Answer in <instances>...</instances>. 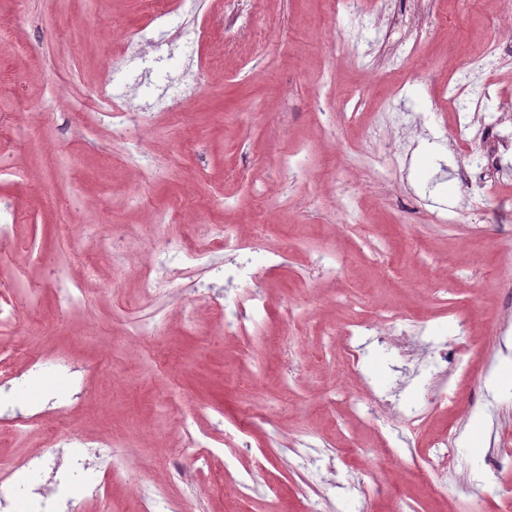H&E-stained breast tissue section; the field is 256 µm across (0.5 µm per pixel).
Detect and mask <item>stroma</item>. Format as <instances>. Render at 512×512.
Segmentation results:
<instances>
[{
  "mask_svg": "<svg viewBox=\"0 0 512 512\" xmlns=\"http://www.w3.org/2000/svg\"><path fill=\"white\" fill-rule=\"evenodd\" d=\"M148 0H0V117L12 127L0 147V202L15 214L0 259L27 266L46 282L41 311L17 303L18 321L0 325V348L16 351L14 400L25 407L65 389L51 368L34 374L28 357L65 358L83 373L88 397L67 415L68 429L109 438L124 464L109 494L84 512H123L133 489L156 488L181 512H225L210 471L182 457L172 414H194L210 434V470L234 481L249 464L225 468L217 414L232 418L246 403L265 408L275 437L254 432V455L266 468L249 481L248 512H305L318 489L325 512H512V464L492 463V449L512 450V379L492 375L512 362V324L498 316L512 303V222L497 213V194L512 195V175L478 194L457 177L474 163L479 141L452 145L468 105L450 89L494 83L512 97V46L478 67L498 26L496 0H179L170 16L150 20ZM206 39H199V32ZM145 126L131 153L112 132L108 107ZM297 157L288 168L286 157ZM384 160L381 172L364 158ZM351 197L361 227H340L338 199ZM211 225L234 232L267 225L265 255L285 267L267 281V336L222 339L220 307L192 299L171 305L144 296L100 247L86 300L59 310L49 267L80 251L95 226L135 240L142 255L163 230ZM30 254L16 253L14 242ZM393 255V267L378 260ZM335 255L320 275L307 259ZM447 269L448 292L430 295L434 266ZM418 318L422 344L452 342L457 319L473 322L483 341L466 370L449 372L459 408L428 413L418 434L422 457L381 452L393 437L385 421L361 422L347 400L362 387L336 391V378L310 353L337 357L329 334L380 307ZM154 325L139 350L129 324ZM457 434L453 467L427 452L445 428ZM316 445L324 469L305 470L293 445ZM59 448L44 423L16 434L0 423V478L30 454ZM62 465L34 484L62 482L79 495L89 471ZM382 487L361 498L359 486Z\"/></svg>",
  "mask_w": 512,
  "mask_h": 512,
  "instance_id": "1",
  "label": "stroma"
}]
</instances>
